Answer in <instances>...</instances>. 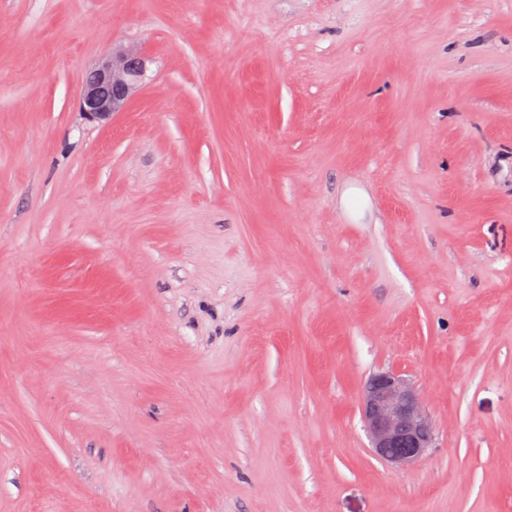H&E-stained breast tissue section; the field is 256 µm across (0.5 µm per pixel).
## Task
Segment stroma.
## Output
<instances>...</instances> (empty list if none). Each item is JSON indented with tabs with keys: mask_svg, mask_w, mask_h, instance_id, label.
Wrapping results in <instances>:
<instances>
[{
	"mask_svg": "<svg viewBox=\"0 0 512 512\" xmlns=\"http://www.w3.org/2000/svg\"><path fill=\"white\" fill-rule=\"evenodd\" d=\"M0 512H512V0H0ZM145 70V58L138 51L113 47L85 75L78 101L81 118L109 126L112 117L127 107ZM361 411L372 451L381 461L409 466L433 448L434 425L423 397L401 374L373 373L362 390Z\"/></svg>",
	"mask_w": 512,
	"mask_h": 512,
	"instance_id": "1",
	"label": "stroma"
}]
</instances>
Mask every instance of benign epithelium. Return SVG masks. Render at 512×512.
Wrapping results in <instances>:
<instances>
[{
  "label": "benign epithelium",
  "mask_w": 512,
  "mask_h": 512,
  "mask_svg": "<svg viewBox=\"0 0 512 512\" xmlns=\"http://www.w3.org/2000/svg\"><path fill=\"white\" fill-rule=\"evenodd\" d=\"M146 70L136 50L114 47L101 56L82 82L81 118L107 127L123 111ZM363 422L374 455L398 467L422 460L433 447L434 425L422 395L401 374L382 370L372 374L361 394Z\"/></svg>",
  "instance_id": "benign-epithelium-1"
}]
</instances>
